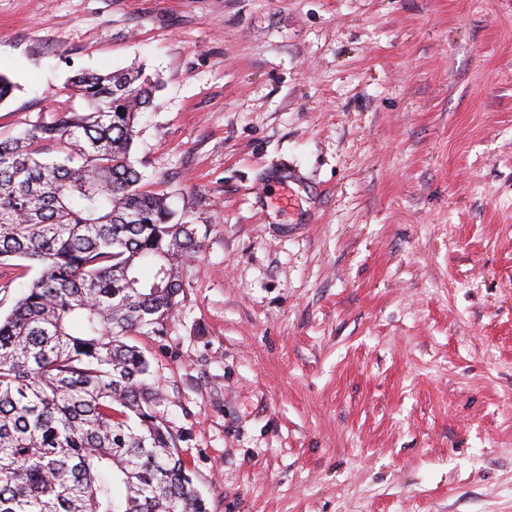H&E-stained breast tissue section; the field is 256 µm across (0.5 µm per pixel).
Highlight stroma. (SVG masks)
<instances>
[{"label":"stroma","instance_id":"35a3bbf8","mask_svg":"<svg viewBox=\"0 0 512 512\" xmlns=\"http://www.w3.org/2000/svg\"><path fill=\"white\" fill-rule=\"evenodd\" d=\"M130 67L203 240L136 343L209 512H512V0H0V137Z\"/></svg>","mask_w":512,"mask_h":512}]
</instances>
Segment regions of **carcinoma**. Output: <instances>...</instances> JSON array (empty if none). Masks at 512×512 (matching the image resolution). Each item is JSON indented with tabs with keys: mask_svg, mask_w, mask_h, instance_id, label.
I'll return each mask as SVG.
<instances>
[{
	"mask_svg": "<svg viewBox=\"0 0 512 512\" xmlns=\"http://www.w3.org/2000/svg\"><path fill=\"white\" fill-rule=\"evenodd\" d=\"M71 85L90 111L0 139V261L38 267L0 317V512H208L129 343L167 335L202 247L131 161L156 85L135 68Z\"/></svg>",
	"mask_w": 512,
	"mask_h": 512,
	"instance_id": "obj_1",
	"label": "carcinoma"
}]
</instances>
